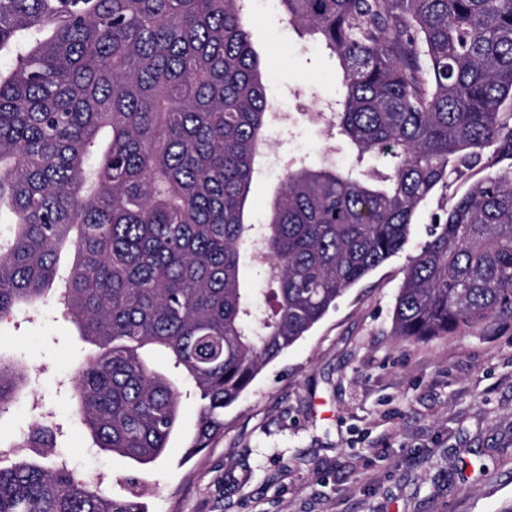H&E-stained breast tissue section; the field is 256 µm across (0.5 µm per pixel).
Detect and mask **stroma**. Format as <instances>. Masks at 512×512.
I'll list each match as a JSON object with an SVG mask.
<instances>
[{
	"instance_id": "1",
	"label": "stroma",
	"mask_w": 512,
	"mask_h": 512,
	"mask_svg": "<svg viewBox=\"0 0 512 512\" xmlns=\"http://www.w3.org/2000/svg\"><path fill=\"white\" fill-rule=\"evenodd\" d=\"M269 105L287 124L265 130L247 203L264 223L285 167L348 165L350 144L314 119L336 100L335 56L286 23L277 0H248L243 15ZM477 165L450 176L420 205L405 252L349 288L334 309L257 375L224 411V431L188 455L196 405L181 402L167 453L138 469L90 448L61 380L92 356L63 308L49 300L0 322V359L28 378L0 414V448L51 411L58 451L76 473L93 471L123 495L139 473L149 512H512V319L462 335L404 340L393 313L409 252L471 184Z\"/></svg>"
}]
</instances>
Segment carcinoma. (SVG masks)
<instances>
[{"label": "carcinoma", "mask_w": 512, "mask_h": 512, "mask_svg": "<svg viewBox=\"0 0 512 512\" xmlns=\"http://www.w3.org/2000/svg\"><path fill=\"white\" fill-rule=\"evenodd\" d=\"M245 0H0V320L48 295L99 352L72 374L94 447L141 466L194 391L189 453L266 364L408 244L433 190L512 161V0H281L339 61L328 123L351 166L286 170L245 223L267 104ZM386 158L362 170L365 155ZM73 261L63 287L60 252ZM262 268L268 287L242 285ZM512 318V167L474 182L409 257L395 334ZM26 369L0 361V413ZM16 448H54L42 424ZM0 464V512H148L64 458Z\"/></svg>", "instance_id": "carcinoma-1"}]
</instances>
